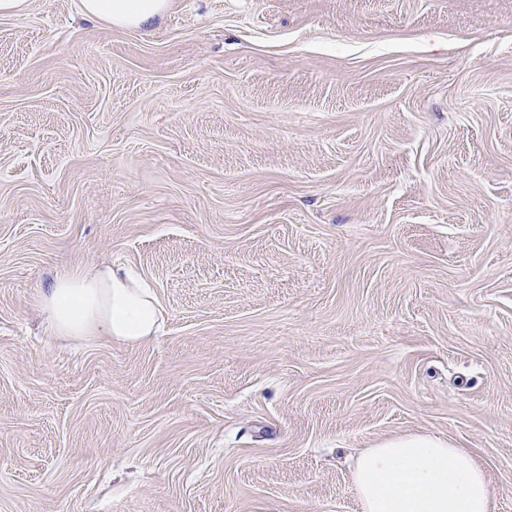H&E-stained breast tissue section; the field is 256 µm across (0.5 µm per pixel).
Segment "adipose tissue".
<instances>
[{
	"instance_id": "ef3b65f1",
	"label": "adipose tissue",
	"mask_w": 512,
	"mask_h": 512,
	"mask_svg": "<svg viewBox=\"0 0 512 512\" xmlns=\"http://www.w3.org/2000/svg\"><path fill=\"white\" fill-rule=\"evenodd\" d=\"M165 0H81L85 15L140 25ZM39 309L50 334L74 341L100 336L138 344L155 336L162 311L152 285L131 270L108 264L59 272ZM352 481L364 512H495L486 471L469 449L412 435L366 449Z\"/></svg>"
}]
</instances>
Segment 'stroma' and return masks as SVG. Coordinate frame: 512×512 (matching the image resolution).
<instances>
[{"instance_id": "35a3bbf8", "label": "stroma", "mask_w": 512, "mask_h": 512, "mask_svg": "<svg viewBox=\"0 0 512 512\" xmlns=\"http://www.w3.org/2000/svg\"><path fill=\"white\" fill-rule=\"evenodd\" d=\"M99 263L160 335L42 332ZM418 434L512 512V0L0 16V512H362Z\"/></svg>"}]
</instances>
